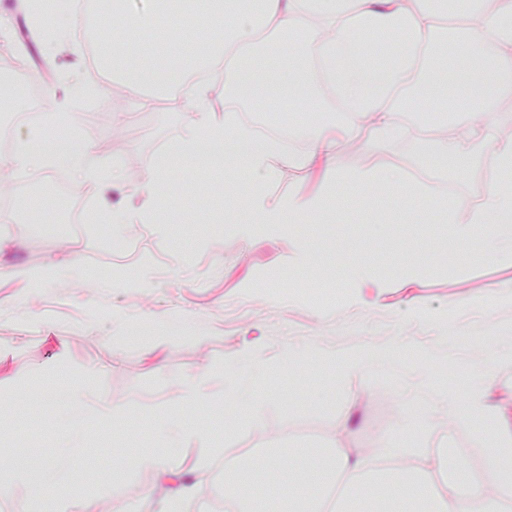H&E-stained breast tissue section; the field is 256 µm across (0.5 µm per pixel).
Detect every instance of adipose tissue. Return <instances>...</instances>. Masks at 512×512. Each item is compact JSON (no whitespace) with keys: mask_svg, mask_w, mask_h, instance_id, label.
<instances>
[{"mask_svg":"<svg viewBox=\"0 0 512 512\" xmlns=\"http://www.w3.org/2000/svg\"><path fill=\"white\" fill-rule=\"evenodd\" d=\"M436 0H194L209 26L220 29L207 54L193 57L184 51L194 42V30H185L168 41L147 62L129 63L111 51L99 54L113 67L123 69L125 83L132 90L144 87H179L188 111L194 117L174 156L198 152L202 142L226 141L232 137L248 140L247 132L232 134L223 123L214 121L211 94L223 93L225 104H240L245 91L242 73H263L292 59L315 61L326 87L343 103L342 124L323 125L316 133L313 152L302 164L314 167L332 164L337 135L355 138L370 129L378 139L398 135L403 129V111L421 112V95L411 93L414 65L432 67L439 57L432 48L437 12ZM176 0H152L150 12H129L127 0H112L108 16L122 28L151 32L160 17L170 12ZM457 12L473 15L474 28L457 45L448 61L452 70H469L478 97L486 93H512V0H494L491 9H481L478 0H452ZM275 24L287 37L271 50H255V32L260 25ZM494 43L490 61L475 65L478 42ZM223 73L214 84L189 80L188 70ZM454 124L466 130L464 137H446L427 151L432 175L448 167L466 166L488 142L497 144V170L493 187L482 201L465 214L449 213L448 221L458 235L482 233L491 249L512 253V195L502 193L497 181L512 177V140L497 141V128L490 108L474 109L470 99L459 101ZM47 152L23 147L18 163L36 168L64 164L69 170L86 174V151L76 144L61 145V127L56 119L47 123ZM285 158L276 140L267 139L252 148L244 162L246 176L272 180ZM317 198L299 190L288 193L287 202L272 201L268 192H258L251 205L256 224H293L318 211ZM495 447L481 472L466 464L449 469L443 490H436L434 476L439 453L431 448L416 451L415 464L396 468L367 467L365 461L343 444L317 448V462L282 473L276 466L279 449L273 448L259 460L267 476L270 494H256L246 480L248 465H239L224 474L226 498L235 501L239 512H319L324 498L335 496L336 512H469L472 505L489 500L490 489L512 494V479L503 475L504 458L512 451V429L494 430Z\"/></svg>","mask_w":512,"mask_h":512,"instance_id":"1","label":"adipose tissue"}]
</instances>
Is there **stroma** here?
I'll return each instance as SVG.
<instances>
[{"instance_id":"stroma-1","label":"stroma","mask_w":512,"mask_h":512,"mask_svg":"<svg viewBox=\"0 0 512 512\" xmlns=\"http://www.w3.org/2000/svg\"><path fill=\"white\" fill-rule=\"evenodd\" d=\"M0 53L24 57L53 109L78 113L70 131L91 167L73 175L86 213L105 207L151 211L143 224L112 225L109 249L92 222L70 239L37 236L25 204L47 189L46 173L28 175L0 155V198L22 201L0 222V512H21L30 483L53 475L66 512H210L224 495L217 463L227 449L326 448L336 436L368 460L414 461L416 447L464 449L480 457L465 410L484 357H512V256L490 251L483 234H453L449 211L465 212L488 188L496 146L441 179L407 171L421 158L425 132L409 127L378 140L369 131L336 144L335 179L319 169L283 165L271 193L293 188L321 195L320 220L258 231L247 203L251 179L216 171H172L157 199L139 193L155 175L158 146L181 140L192 116L171 89L157 106L138 107L119 77L99 79L86 48L114 38L76 0L32 20L18 0H0ZM72 41L53 47L58 24ZM28 27L31 43L17 37ZM117 39V38H114ZM137 57L152 50L144 34L117 39ZM99 83L76 99L70 79ZM404 174L358 183V172ZM332 269L341 298L319 303L302 287ZM420 269L413 281L399 269ZM49 270L39 281L28 271ZM366 270L384 287L354 285ZM364 357L343 377L329 361ZM247 391L240 406L234 393ZM496 424H512V366H496L486 387ZM425 405L441 421L414 440L404 426ZM349 431L339 434L341 408ZM211 453H198L200 443ZM167 456L165 472L132 464L131 453ZM193 487L178 510L175 489Z\"/></svg>"}]
</instances>
